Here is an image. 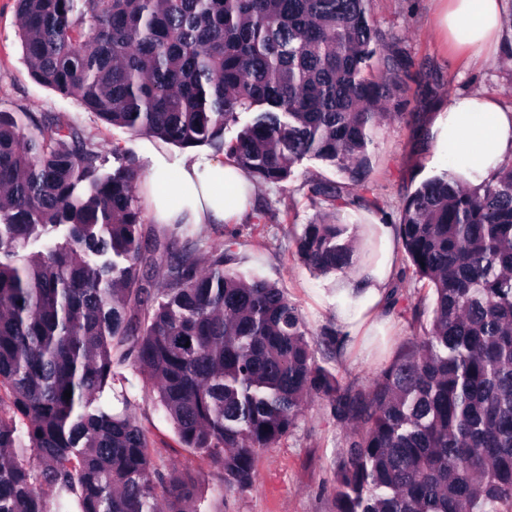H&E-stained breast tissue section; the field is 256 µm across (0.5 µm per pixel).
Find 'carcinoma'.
<instances>
[{
  "instance_id": "carcinoma-1",
  "label": "carcinoma",
  "mask_w": 512,
  "mask_h": 512,
  "mask_svg": "<svg viewBox=\"0 0 512 512\" xmlns=\"http://www.w3.org/2000/svg\"><path fill=\"white\" fill-rule=\"evenodd\" d=\"M16 11L33 79L113 126L206 145L257 181L336 166L344 180L304 183L334 214L295 237L323 275L356 263L341 212L371 204L383 117L409 118L432 142L407 111L411 57L370 0H16ZM113 155L102 172L73 124L0 112V512H189L195 481L156 462L130 409L101 402L124 366L229 487L254 486L256 452L318 400L346 430L333 512H512V165L479 187L443 170L405 197L397 244L434 306L364 387L316 359L341 357L348 336L308 339L281 289L232 269L233 242L143 247L139 172ZM62 225L64 240L21 253Z\"/></svg>"
}]
</instances>
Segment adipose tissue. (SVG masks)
Returning a JSON list of instances; mask_svg holds the SVG:
<instances>
[{
    "instance_id": "1",
    "label": "adipose tissue",
    "mask_w": 512,
    "mask_h": 512,
    "mask_svg": "<svg viewBox=\"0 0 512 512\" xmlns=\"http://www.w3.org/2000/svg\"><path fill=\"white\" fill-rule=\"evenodd\" d=\"M503 0H449L442 27L448 34L463 33L464 43L480 53L498 41L502 30ZM438 153L451 158L453 174L473 186L496 177L512 163V107L483 93L455 97L433 119ZM148 201L155 223L218 224L242 216L250 206L253 185L245 174L223 158L185 159L170 169L155 158L147 178ZM382 258L361 267L356 277L337 278L338 296L356 295L360 311L375 318L394 271L393 228L374 227Z\"/></svg>"
}]
</instances>
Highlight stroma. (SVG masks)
I'll use <instances>...</instances> for the list:
<instances>
[{
  "instance_id": "35a3bbf8",
  "label": "stroma",
  "mask_w": 512,
  "mask_h": 512,
  "mask_svg": "<svg viewBox=\"0 0 512 512\" xmlns=\"http://www.w3.org/2000/svg\"><path fill=\"white\" fill-rule=\"evenodd\" d=\"M371 15L385 34L402 38L415 71L450 95L482 91L512 106V60L504 46L512 31L504 30L500 47L489 56L466 59L438 32L442 0H371ZM0 112H32L59 116L77 126L101 147L100 163L109 171L116 162L113 149L129 151L141 175L135 191L145 196L149 157L165 156L177 163L188 149L156 138L132 135L109 125L79 101L67 98L36 82L23 57L15 0H0ZM447 160L418 147L408 120L382 122L370 153L367 175V208L351 210L353 224H378L396 219L404 197L423 180L447 168ZM321 178L336 182L342 175L332 165L306 161L296 166L288 182L258 183L248 214L231 224H187L178 232L180 244L203 236L215 242L235 236L234 269L242 276L258 275L276 283L302 314L310 336L324 328H339L336 291L324 275L305 266L296 255L295 235L305 224L325 213L324 205L312 202L306 180ZM393 287L399 289L398 306L383 308L384 326L373 327L366 336L350 338L342 358L329 362V369L346 381L370 384L391 361L399 344L416 329L408 311L418 306L422 321H429L433 293L417 280L405 254H398ZM115 384L104 400L114 410L130 405L144 429L150 447L159 451L168 466L198 479V512H331L334 461L345 441V432L330 420L322 403L307 406L294 431L274 447L259 450L254 457L256 485L247 490L224 486L223 477L211 460L182 447L173 424L155 398L152 384L132 369Z\"/></svg>"
}]
</instances>
